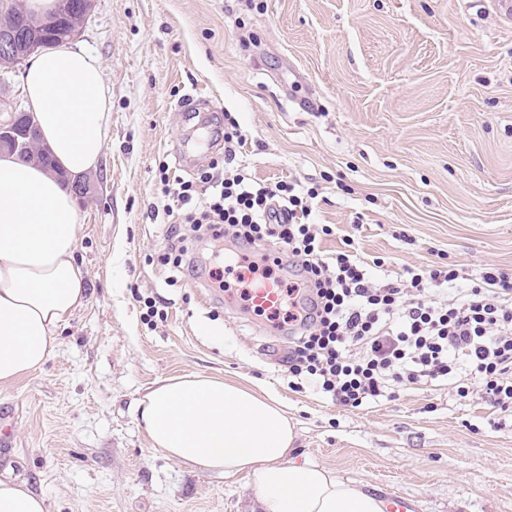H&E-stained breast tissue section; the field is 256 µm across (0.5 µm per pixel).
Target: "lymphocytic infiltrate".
<instances>
[{
    "label": "lymphocytic infiltrate",
    "instance_id": "obj_1",
    "mask_svg": "<svg viewBox=\"0 0 512 512\" xmlns=\"http://www.w3.org/2000/svg\"><path fill=\"white\" fill-rule=\"evenodd\" d=\"M243 140L235 118L225 116L223 161L187 181L161 176L163 193L176 197L182 214L167 228L163 263L178 273H209L229 239L255 245V262L264 266L271 260L266 245L278 246L295 268L289 291L311 295L308 306L288 309V377L337 407L394 400L407 386L446 380L459 397L512 411V274L487 266L471 287L448 296L438 289L459 280L451 264L409 267L399 279L377 282L353 238L336 253L323 250L336 229L311 223L314 188L270 187L235 167ZM192 232L204 237L206 250L189 253Z\"/></svg>",
    "mask_w": 512,
    "mask_h": 512
}]
</instances>
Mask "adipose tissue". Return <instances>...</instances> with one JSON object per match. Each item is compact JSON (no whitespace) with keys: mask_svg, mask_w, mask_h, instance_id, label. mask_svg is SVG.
<instances>
[{"mask_svg":"<svg viewBox=\"0 0 512 512\" xmlns=\"http://www.w3.org/2000/svg\"><path fill=\"white\" fill-rule=\"evenodd\" d=\"M24 90L59 170L0 154V387L41 370L84 304L75 258L82 223L62 179L97 169L110 121L101 69L85 51L35 55ZM137 408L152 448L202 472L244 476L264 512H384L364 484L296 460V425L264 389L193 373L158 381ZM0 512L48 506L7 468L0 472Z\"/></svg>","mask_w":512,"mask_h":512,"instance_id":"1","label":"adipose tissue"}]
</instances>
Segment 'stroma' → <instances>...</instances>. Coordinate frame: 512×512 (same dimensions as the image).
Here are the masks:
<instances>
[{"instance_id": "1", "label": "stroma", "mask_w": 512, "mask_h": 512, "mask_svg": "<svg viewBox=\"0 0 512 512\" xmlns=\"http://www.w3.org/2000/svg\"><path fill=\"white\" fill-rule=\"evenodd\" d=\"M99 63L111 105L95 194L79 206L86 301L45 366L0 388L11 434L0 471L49 512H261L244 477L155 451L138 399L191 373L250 379L288 405L298 460L406 497L411 512H512V415L414 385L347 411L289 389V340L205 282L170 284L165 227L179 223L160 165L190 134L194 95L232 113L237 157L263 184L317 187L313 221L351 237L375 276L450 263L459 287L512 273V21L484 0H93L70 43ZM160 317L146 319L144 298Z\"/></svg>"}]
</instances>
